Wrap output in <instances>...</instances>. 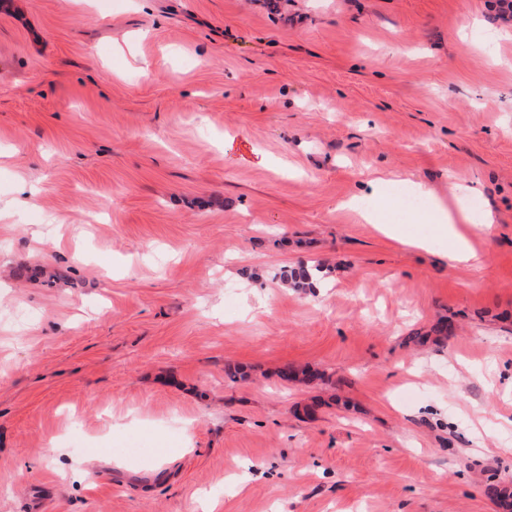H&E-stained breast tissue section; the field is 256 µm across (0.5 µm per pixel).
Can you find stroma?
I'll use <instances>...</instances> for the list:
<instances>
[{
  "mask_svg": "<svg viewBox=\"0 0 512 512\" xmlns=\"http://www.w3.org/2000/svg\"><path fill=\"white\" fill-rule=\"evenodd\" d=\"M487 2L0 9V512H501L512 22ZM390 173L476 188L484 262L384 233H431L395 187L378 223L345 208ZM300 260L326 288L278 282Z\"/></svg>",
  "mask_w": 512,
  "mask_h": 512,
  "instance_id": "35a3bbf8",
  "label": "stroma"
}]
</instances>
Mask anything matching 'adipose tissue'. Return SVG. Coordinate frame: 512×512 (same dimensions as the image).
Returning a JSON list of instances; mask_svg holds the SVG:
<instances>
[{"label":"adipose tissue","mask_w":512,"mask_h":512,"mask_svg":"<svg viewBox=\"0 0 512 512\" xmlns=\"http://www.w3.org/2000/svg\"><path fill=\"white\" fill-rule=\"evenodd\" d=\"M435 223V236L447 242V256L456 264H472L480 262L481 255L474 245L477 237L490 234L491 218L482 222L471 220L465 209L451 210L441 200H434L431 215Z\"/></svg>","instance_id":"obj_1"}]
</instances>
